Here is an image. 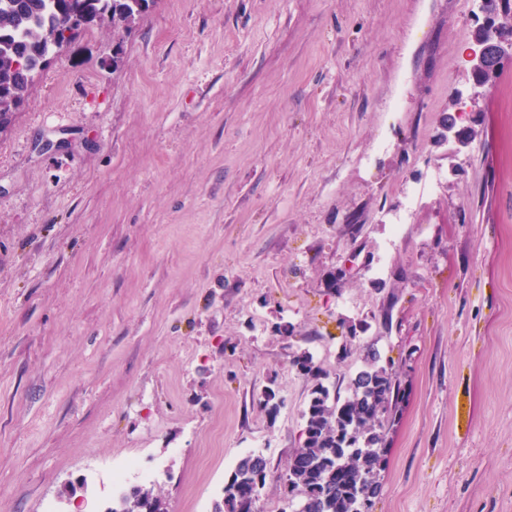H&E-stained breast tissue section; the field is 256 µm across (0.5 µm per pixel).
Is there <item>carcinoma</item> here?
I'll return each instance as SVG.
<instances>
[{"mask_svg": "<svg viewBox=\"0 0 512 512\" xmlns=\"http://www.w3.org/2000/svg\"><path fill=\"white\" fill-rule=\"evenodd\" d=\"M156 0H0V113L17 111L31 86L15 67L20 58L32 62L49 53L48 36L77 18V30L90 26L124 36L120 24L139 20ZM368 347L365 366L350 380L349 394L331 391L319 382L303 413L302 441L294 449L283 477L291 512H362V498L379 492L378 466L385 453V424L395 408L398 384L393 372L379 364ZM268 461L247 454L224 482L223 497L213 512H245L240 492L261 480ZM130 512H162L153 490L139 489Z\"/></svg>", "mask_w": 512, "mask_h": 512, "instance_id": "cac0c4a2", "label": "carcinoma"}]
</instances>
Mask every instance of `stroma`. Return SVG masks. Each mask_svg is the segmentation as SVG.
Listing matches in <instances>:
<instances>
[{
	"instance_id": "stroma-1",
	"label": "stroma",
	"mask_w": 512,
	"mask_h": 512,
	"mask_svg": "<svg viewBox=\"0 0 512 512\" xmlns=\"http://www.w3.org/2000/svg\"><path fill=\"white\" fill-rule=\"evenodd\" d=\"M483 22L156 0L52 55L0 135V512H106L127 458L212 512L258 451L281 512L296 357L344 390L370 344L400 381L372 512H512V66L442 138Z\"/></svg>"
}]
</instances>
